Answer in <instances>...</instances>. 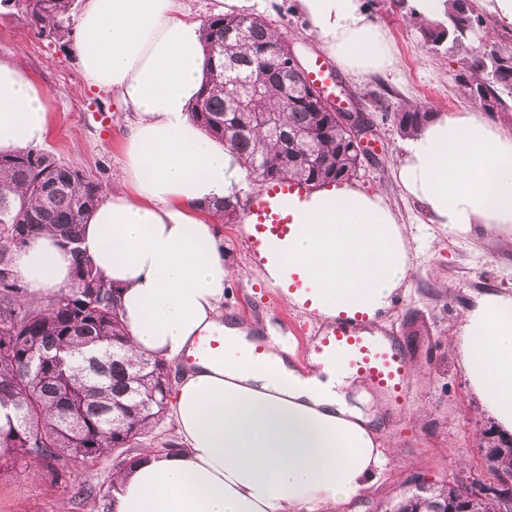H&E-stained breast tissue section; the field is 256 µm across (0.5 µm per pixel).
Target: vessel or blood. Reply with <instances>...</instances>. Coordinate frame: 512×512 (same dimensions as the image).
Instances as JSON below:
<instances>
[{"label":"vessel or blood","mask_w":512,"mask_h":512,"mask_svg":"<svg viewBox=\"0 0 512 512\" xmlns=\"http://www.w3.org/2000/svg\"><path fill=\"white\" fill-rule=\"evenodd\" d=\"M307 186L273 182L257 190L247 213L252 228L249 236L254 254L266 252L273 243H285L293 229L294 215L308 200ZM355 318H340L316 343L318 353L356 370L382 395L395 404L406 399L408 363L399 337L364 335Z\"/></svg>","instance_id":"vessel-or-blood-1"}]
</instances>
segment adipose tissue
Instances as JSON below:
<instances>
[{
	"label": "adipose tissue",
	"mask_w": 512,
	"mask_h": 512,
	"mask_svg": "<svg viewBox=\"0 0 512 512\" xmlns=\"http://www.w3.org/2000/svg\"><path fill=\"white\" fill-rule=\"evenodd\" d=\"M311 32L354 77L394 70L390 42L363 0H297ZM75 43L93 88L116 92L133 120L122 163L82 228L80 246L121 290L131 353L196 355L174 382L177 453L144 449L117 475L115 512H345L388 462L369 420L340 389L346 370L304 374L287 348L256 353L224 323L230 273L209 202L245 187L237 156L191 117L205 81V33L181 0H86ZM44 90L0 58V153L41 141ZM398 179L431 223L458 234L481 224L512 244V135L473 114L437 115L409 138ZM12 268L38 300L59 294L72 258L51 232L14 252ZM412 270L405 227L379 195L347 186L314 191L296 214L286 261L264 275L320 317H374ZM303 287H293L294 279ZM219 333L224 344L199 355ZM455 344L472 392L501 434H512V295L483 296Z\"/></svg>",
	"instance_id": "adipose-tissue-1"
}]
</instances>
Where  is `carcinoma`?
I'll return each instance as SVG.
<instances>
[{
	"mask_svg": "<svg viewBox=\"0 0 512 512\" xmlns=\"http://www.w3.org/2000/svg\"><path fill=\"white\" fill-rule=\"evenodd\" d=\"M70 0H0V7L26 15L41 35L68 31ZM484 18L473 0H446L443 19L416 22L422 46L460 55L458 83L468 100L488 113L512 110V47L488 54L469 45ZM208 68L192 117L211 139L235 152L254 180H288L320 186L358 176L364 157L331 112L307 95V70L288 66V38L266 19L246 14L204 20ZM232 32L230 38L224 33ZM235 63L232 74L225 63ZM242 105H233L235 92ZM435 115L426 105L394 113L397 132L407 137ZM297 133L304 140H294ZM102 186L82 172L29 149L0 155V474L18 465L43 468L61 462L50 482L71 484L67 462L97 459L132 448L161 421L172 392L170 368L162 360L129 355L118 308L117 288L78 247L82 225L95 208ZM238 201L213 205L225 224L238 218ZM42 230L58 235L75 259L71 283L57 296L28 300L15 277L12 252ZM65 353L28 373L33 350ZM488 466L512 472V447ZM454 500V488L415 495L395 512H421L434 497Z\"/></svg>",
	"mask_w": 512,
	"mask_h": 512,
	"instance_id": "carcinoma-1",
	"label": "carcinoma"
}]
</instances>
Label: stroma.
Segmentation results:
<instances>
[{"mask_svg": "<svg viewBox=\"0 0 512 512\" xmlns=\"http://www.w3.org/2000/svg\"><path fill=\"white\" fill-rule=\"evenodd\" d=\"M364 4L385 29L397 65L385 74L342 77L380 131L374 160L365 162L350 185L382 195L407 228L413 269L376 326L397 331L401 338L410 367V398L401 408L376 395L369 401L368 411L376 413L382 426L381 444L389 463L380 484L354 502L350 512H393L402 498L414 493V475L439 485L461 471L487 472L480 447L493 421L470 390L454 339L477 299L488 293L512 294V248L502 246L488 228L480 226L463 236L430 223L424 206L404 192L398 169L405 139L392 121L394 112L425 102L454 116L474 105L459 89L456 55L423 48L412 21L392 0ZM294 5L295 0H261L259 14L281 25L310 65L326 53ZM75 41L72 35L59 41L35 35L22 14L0 11V57L12 60L46 93L52 125L38 150L78 167L87 179L108 189L120 168L131 115L115 93L86 85ZM245 223L241 216L222 227L232 269L224 310L270 329L294 349L298 362H306L322 328L312 314L291 306L273 284L257 276V263L243 242ZM118 460L111 454L72 463L76 483L96 493L85 501L75 499L71 487L16 467L0 477V512H102L112 501Z\"/></svg>", "mask_w": 512, "mask_h": 512, "instance_id": "obj_1", "label": "stroma"}]
</instances>
